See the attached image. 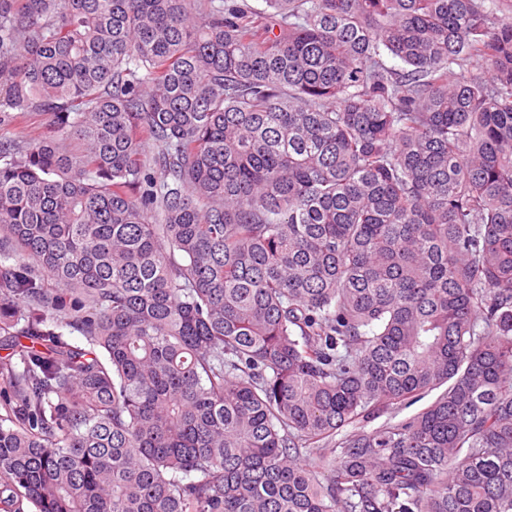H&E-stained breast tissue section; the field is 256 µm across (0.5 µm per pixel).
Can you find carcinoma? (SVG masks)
<instances>
[{
  "label": "carcinoma",
  "instance_id": "carcinoma-1",
  "mask_svg": "<svg viewBox=\"0 0 512 512\" xmlns=\"http://www.w3.org/2000/svg\"><path fill=\"white\" fill-rule=\"evenodd\" d=\"M511 8L0 0V512H512ZM46 117L38 115L28 119L27 121L12 123L10 128V135L21 146L32 139L41 128L45 130ZM438 393L439 390L433 391L432 393L426 395L423 399H421L420 401L416 402L415 404L411 405L408 408L402 407V409L394 408L388 410L387 413L381 414L380 417L366 419L364 422H361L358 426H364V429L367 431L379 430L386 422H397L429 405L435 399Z\"/></svg>",
  "mask_w": 512,
  "mask_h": 512
}]
</instances>
